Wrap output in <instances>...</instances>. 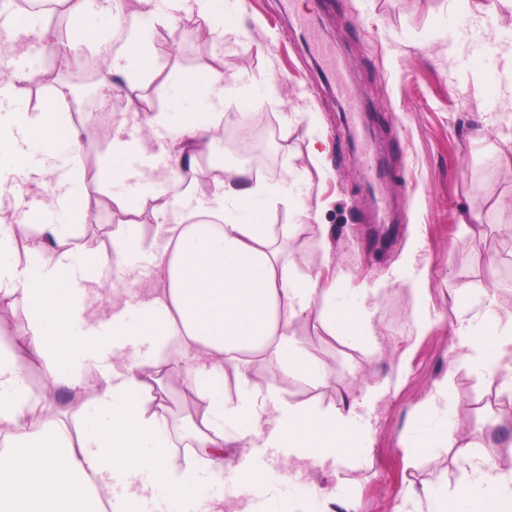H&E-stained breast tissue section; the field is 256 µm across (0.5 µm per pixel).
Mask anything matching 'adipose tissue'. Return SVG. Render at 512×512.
Returning a JSON list of instances; mask_svg holds the SVG:
<instances>
[{
	"label": "adipose tissue",
	"mask_w": 512,
	"mask_h": 512,
	"mask_svg": "<svg viewBox=\"0 0 512 512\" xmlns=\"http://www.w3.org/2000/svg\"><path fill=\"white\" fill-rule=\"evenodd\" d=\"M101 10L124 38L110 50L97 85L109 93L125 87L133 113L150 73L156 26L183 18L215 44L240 33L224 23V0H102ZM161 85L191 102V110L157 113L152 149L117 126L100 176L122 215L136 213L141 197L155 200L163 243L145 245L129 227L100 251L71 243L84 197L80 133L67 119L66 95L20 112L10 85L0 86V145L16 159L0 165V213L14 215L13 223L0 224V301L22 300L27 322L20 336L0 324V429L8 443L0 451V512H142L159 485L177 508L196 493L200 476L250 482L245 460L257 446L313 463L368 452L362 410L379 398L378 389L340 409L318 410L292 404L249 376L256 360L269 358L284 375L325 384L326 368L305 348L298 324L316 319L329 336L371 345L366 309L337 308L335 289L323 287L330 254L317 267L283 258L272 225L244 220L259 198L294 199L295 184L271 186L245 166L215 160L216 132L234 103L223 74L193 81L171 71ZM206 157L214 174L203 181L197 172ZM150 168L166 172L164 188L147 181ZM42 175L54 179L51 202L25 207L20 181ZM131 179L142 181L141 194L114 192ZM172 204L182 209L175 224L166 221ZM140 255L157 270L161 289L117 290L103 304L90 301L113 267ZM472 298L482 314L479 323H459L456 362L502 377L503 390L512 393V313H500L489 290ZM36 361L47 369L50 396L36 395L27 383V367ZM88 371L95 377L91 395ZM170 374L198 400L184 418L191 441L181 457L165 413ZM431 404L440 414L413 448L458 440L447 383L437 384ZM404 497L425 499L428 512H512V470H500L486 453L455 492L411 485Z\"/></svg>",
	"instance_id": "ef3b65f1"
}]
</instances>
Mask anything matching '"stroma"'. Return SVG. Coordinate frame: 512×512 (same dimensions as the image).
Returning <instances> with one entry per match:
<instances>
[{"instance_id":"1","label":"stroma","mask_w":512,"mask_h":512,"mask_svg":"<svg viewBox=\"0 0 512 512\" xmlns=\"http://www.w3.org/2000/svg\"><path fill=\"white\" fill-rule=\"evenodd\" d=\"M477 0H233L232 25L239 40L215 45L200 39L190 22L157 26L152 65L196 77L216 70L238 96L245 122L265 116L273 136L271 162L262 178L275 185L292 177L302 205L258 201L267 224L288 227L287 251L307 264L320 263L319 225L335 228L332 267L326 274L340 306L355 307L379 289L371 314L380 351L331 339L319 323L301 329L305 347L326 366L327 384L311 387L284 377L275 363L253 365L255 380H268L290 402L322 409L341 406L367 387L382 390L372 404L369 452L360 462L299 466L264 449L252 451L255 466H272L278 480L271 497L224 489V506L265 512L287 501V476L300 486L317 485L351 497L356 512H396L411 484L442 482L455 487L470 469L468 455L498 442L493 423L512 411L500 378H484L463 367L449 368L458 343L460 313L448 303L452 288L494 291L501 313L512 312V286L502 275L512 268V241L497 228L512 214L497 209L512 196V97L502 62L473 64L480 49L471 27ZM313 18L334 47L348 85L369 118L352 135L346 98L336 76L317 58L294 24ZM276 81L278 94L266 86ZM143 109L127 110L125 93H115L113 124L136 132L153 114L170 112V92L158 82L141 88ZM322 156H314L312 144ZM103 187L85 188L86 210L75 236L88 250L108 249L118 230L116 216L103 210ZM479 213L478 235L460 220ZM419 280L418 292L400 279ZM422 317L424 328L414 326ZM447 383L454 419L471 428L462 448L437 447L414 453L410 443L430 426L431 396Z\"/></svg>"}]
</instances>
